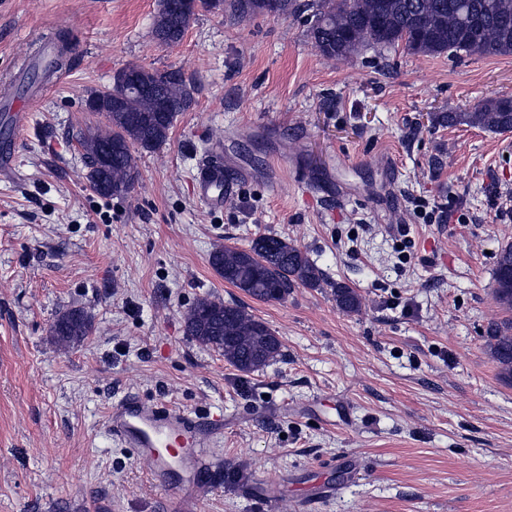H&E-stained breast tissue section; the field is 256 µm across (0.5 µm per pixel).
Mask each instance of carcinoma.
<instances>
[{
  "label": "carcinoma",
  "instance_id": "carcinoma-1",
  "mask_svg": "<svg viewBox=\"0 0 512 512\" xmlns=\"http://www.w3.org/2000/svg\"><path fill=\"white\" fill-rule=\"evenodd\" d=\"M238 19L286 16L301 9L311 11L307 35L321 54L346 61L367 46H403L412 54L495 56L512 54V0H198V6ZM152 34L162 44H179L186 30L181 17L159 0ZM143 79L159 81L156 100L142 93L122 102V111L107 115L108 123L79 130L85 152V178L97 194L126 196L138 178L137 153L164 144L176 116L187 111L193 92L184 73L140 67ZM448 124H465L489 132L512 131V99L488 98L472 112H450ZM212 267L224 282L263 302H283L296 285L318 287L323 273L308 254L276 234L257 236L249 248L220 247L211 254ZM492 294L501 317L488 323L485 347L496 363L499 377L512 383V243L496 255ZM336 308L344 314L361 310L362 298L350 285L332 286ZM187 334L198 343L224 353V360L244 375L260 371L282 356V343L275 332L246 307L202 297L185 317ZM91 317L81 309L59 313L51 332L63 344H74L89 335Z\"/></svg>",
  "mask_w": 512,
  "mask_h": 512
}]
</instances>
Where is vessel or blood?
I'll use <instances>...</instances> for the list:
<instances>
[{"instance_id":"obj_1","label":"vessel or blood","mask_w":512,"mask_h":512,"mask_svg":"<svg viewBox=\"0 0 512 512\" xmlns=\"http://www.w3.org/2000/svg\"><path fill=\"white\" fill-rule=\"evenodd\" d=\"M223 180L224 169L218 164L203 165L198 173L199 197L210 208L224 203L223 195L213 192ZM107 426L146 462L153 484L168 492V512H186L199 486L216 479L218 465L209 446L224 430L223 417L204 418L130 397L110 409Z\"/></svg>"}]
</instances>
